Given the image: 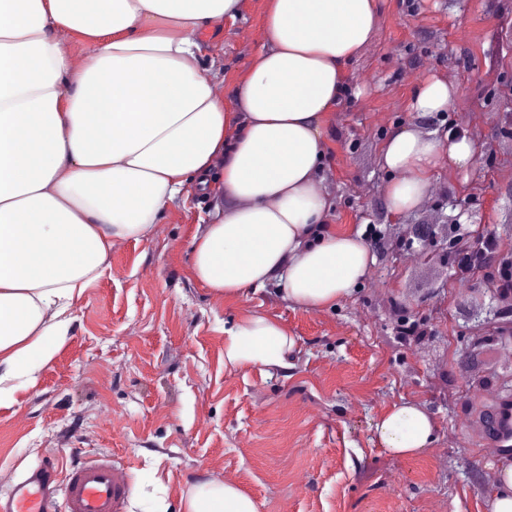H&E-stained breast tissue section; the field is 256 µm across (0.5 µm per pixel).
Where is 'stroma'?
Wrapping results in <instances>:
<instances>
[{"label": "stroma", "instance_id": "35a3bbf8", "mask_svg": "<svg viewBox=\"0 0 512 512\" xmlns=\"http://www.w3.org/2000/svg\"><path fill=\"white\" fill-rule=\"evenodd\" d=\"M267 0H244L236 20L200 38L205 70L223 68L222 98L264 44ZM381 23L348 67L352 82L326 120L322 184L328 222L360 231L375 263L356 294L332 309H304L277 286L235 300L212 296L189 274L192 239L208 199L188 191L144 240L112 245L110 268L75 300L66 342L34 386L0 403V488L48 454L104 455L129 469L126 512L177 504L219 480L256 499L259 512H490L508 455L487 457L466 400L493 405L496 384L475 386L461 358L470 310L496 298L498 264L461 274L443 263L425 207L387 208L380 144L398 124L450 129L475 142L474 168H441L436 215L495 237L512 258V0H380ZM414 70L413 80L404 73ZM456 71L444 115L417 118V82ZM382 240H375L373 230ZM420 257L406 268L400 248ZM283 323L296 347L287 369L224 366V327L252 314ZM419 323L422 342L397 334L393 316ZM422 403L436 424L420 455L388 453L376 421L399 400Z\"/></svg>", "mask_w": 512, "mask_h": 512}]
</instances>
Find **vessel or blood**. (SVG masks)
<instances>
[{
  "label": "vessel or blood",
  "instance_id": "1",
  "mask_svg": "<svg viewBox=\"0 0 512 512\" xmlns=\"http://www.w3.org/2000/svg\"><path fill=\"white\" fill-rule=\"evenodd\" d=\"M492 441L512 445V405L494 415ZM132 485L127 472L104 456H91L60 470L53 456L0 490V512H126Z\"/></svg>",
  "mask_w": 512,
  "mask_h": 512
}]
</instances>
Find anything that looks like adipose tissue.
I'll return each mask as SVG.
<instances>
[{
    "label": "adipose tissue",
    "instance_id": "obj_1",
    "mask_svg": "<svg viewBox=\"0 0 512 512\" xmlns=\"http://www.w3.org/2000/svg\"><path fill=\"white\" fill-rule=\"evenodd\" d=\"M243 0H0V402L65 343L75 298L109 266L112 243L147 238L188 188L222 196L191 244L190 274L217 298L277 284L305 308L351 297L374 256L360 232L326 225L319 173L325 122L348 92L346 69L380 22L378 0H269L265 43L233 88V106L201 65L199 32L240 15ZM88 52L74 66L60 31ZM457 95L429 76L411 110L448 111ZM461 134L408 122L379 161L395 214L417 209L441 165L469 172ZM279 322L252 316L224 330V363L288 367ZM378 443L406 457L435 424L394 403ZM180 512H258L235 485L192 488Z\"/></svg>",
    "mask_w": 512,
    "mask_h": 512
}]
</instances>
